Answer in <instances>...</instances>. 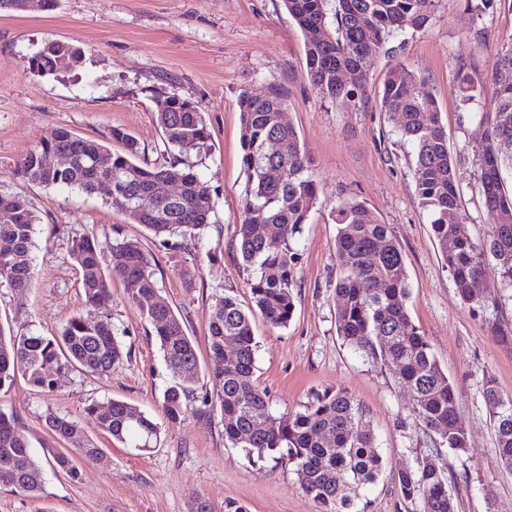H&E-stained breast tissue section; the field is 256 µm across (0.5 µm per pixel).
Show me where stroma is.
<instances>
[{"mask_svg":"<svg viewBox=\"0 0 512 512\" xmlns=\"http://www.w3.org/2000/svg\"><path fill=\"white\" fill-rule=\"evenodd\" d=\"M76 44L83 52L74 70L55 75L30 71L28 58L45 41ZM512 47V0H491L478 16L466 0H438L426 28L406 31L397 55L380 54L362 108L353 110L321 98L305 77L303 36L282 0H60L58 9L0 14V194L27 200L37 217L34 275L25 293L0 287V327L49 334L84 311L80 273L69 251L73 238L95 234L139 242L155 268L161 296L178 312L195 340L199 388L212 390L207 318L223 296L249 307L248 272L240 264L236 234L243 219L246 186L241 164L238 98L243 90L279 87L288 97L285 123L299 133L313 160L318 203L298 243L296 310L285 328L254 320L258 342L254 379L278 412L300 409L318 390H347L367 413L376 443L386 455L376 483L362 487L367 512H420L405 503L395 473L428 456L451 474L458 512H486L493 491L503 512H512V475L494 452L485 381L512 396V339L495 336L492 321L512 328V291L494 276L480 283L496 307L464 304L445 267L426 212L421 209L409 169L408 149L380 110L382 82L396 67L414 70L436 98L465 182L461 210L474 236H482L496 216L470 187L474 148L485 128L469 112L494 113L484 93L475 104L462 102L458 73L486 82L500 51ZM197 101L213 143L196 171L217 187L214 216L199 239L174 252L155 242L142 225L100 195L45 187L17 178L16 162L53 129L109 141L113 128L132 134L151 162L166 159L155 121L156 94ZM366 204L391 225L401 246L410 285L408 311L426 336L442 369L456 387L458 412L469 442L456 454L434 447L408 415L409 396L388 372L342 343L336 332L337 226L340 200ZM199 263L193 285L181 271ZM130 284L116 279L112 294L92 313L111 318L124 356L111 374H62L54 392L44 394L17 378L0 395V410L17 413L20 433L35 456L54 447L45 416L82 418L85 432L101 448L105 465L77 461V477L45 469L39 497L0 487V512H194L204 501L223 512L228 499L246 512H317L284 464L253 461L224 438L220 413L189 412L169 425L161 395L169 373L151 327L129 303ZM130 403L160 425V440L143 453L101 433L83 419L84 407L112 400Z\"/></svg>","mask_w":512,"mask_h":512,"instance_id":"35a3bbf8","label":"stroma"}]
</instances>
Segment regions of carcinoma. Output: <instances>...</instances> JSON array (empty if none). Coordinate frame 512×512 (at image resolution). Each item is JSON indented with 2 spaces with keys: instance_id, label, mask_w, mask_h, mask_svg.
Segmentation results:
<instances>
[{
  "instance_id": "1",
  "label": "carcinoma",
  "mask_w": 512,
  "mask_h": 512,
  "mask_svg": "<svg viewBox=\"0 0 512 512\" xmlns=\"http://www.w3.org/2000/svg\"><path fill=\"white\" fill-rule=\"evenodd\" d=\"M289 17L304 37L306 78L322 98L352 108L364 104L370 81V60L384 52L395 53L390 41L410 27H426L436 0H282ZM77 67L81 50L73 44L48 40L29 58L40 75L60 71L62 59ZM348 72L352 80H341ZM496 112L471 117L487 126L475 150V188L484 206L495 212L497 223L486 236L475 238L468 217L448 223V211L460 209L462 185L448 137L439 120L422 122V114L438 113L436 99L421 91L420 76L406 68L389 70L383 81L381 111L397 124L400 143L411 148V170L420 207L427 213L457 295L468 305L490 306L475 293L476 284L492 270L500 287L512 289V192L504 188L503 171L512 170V82L492 75ZM462 101L470 104L480 95L472 79L460 78ZM155 116L171 158L158 164L141 157L139 141L119 128L111 140L122 145L111 151L96 139L74 135L66 128L53 130L17 162L14 174L44 186H65L88 194L99 193L138 201L142 211L131 218L148 230L163 247H178L210 223L213 194L196 173L191 157L210 149V131L199 104L179 95L155 97ZM286 98L280 89L264 86L239 96L242 167L246 176L244 219L239 225L236 249L245 268L255 275L247 280L251 305L243 308L235 298L215 302L207 321V342L214 362V392L200 393L196 384L200 364L196 347L183 319L170 304L159 305L156 272L143 248L118 237L102 244L94 234L72 241L70 257L81 272L84 303L94 307L111 294L112 280L135 285L128 301L136 306L152 329L171 382L162 392L168 423L181 422L189 403H201L200 412L220 411L224 438L248 457L270 458L293 467L297 483L318 505V512H363L356 509V488L373 483L385 461L375 436L365 422V412L345 390L325 388L314 392L296 411L276 412L266 392L254 382L257 342L253 318L259 315L273 327H286L295 311L292 288L296 279L294 243L317 203V186L310 160L297 130L282 123ZM274 137L281 151L264 154L263 144ZM66 152L68 166L55 165ZM278 170L281 177L269 178ZM179 186L171 198L169 185ZM12 221L0 224V284L25 293L34 274L36 216L25 199L0 195V208ZM338 224L334 255L339 277L336 294L338 336L361 356L387 368L399 387L410 393L409 416L459 454L468 447V433L457 410V396L431 345L407 310L410 295L404 257L392 228L355 200H342L335 208ZM261 220L273 226L270 237L253 234L251 225ZM232 342L231 358L224 356ZM123 357V348L107 316L80 312L57 334L27 329L5 335L0 328V394L8 392L17 376L44 392L54 391L57 376L79 369L106 375ZM485 399L491 408L494 452L512 475V397L504 396L491 378ZM84 414L97 428L118 441L127 439L145 451L157 444L160 427L150 415L133 405L112 400L90 403ZM52 435L66 441L88 463L103 461V453L69 416L48 413ZM19 416L0 411V485L27 496L42 487L44 466L77 475V467L63 448H50L45 461L34 458L28 442L18 433ZM330 440H325V437ZM404 501L420 504L421 512H457L445 473L418 462L397 472Z\"/></svg>"
}]
</instances>
